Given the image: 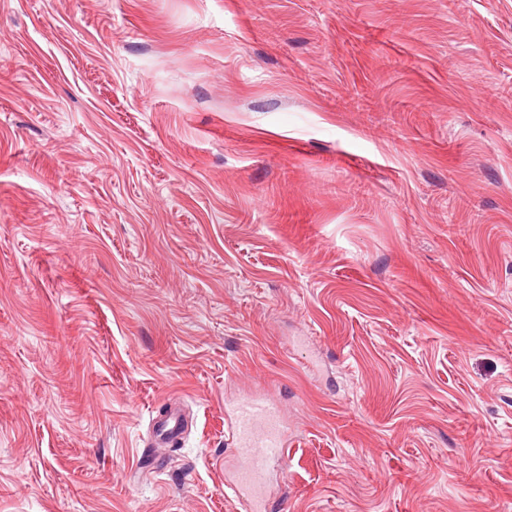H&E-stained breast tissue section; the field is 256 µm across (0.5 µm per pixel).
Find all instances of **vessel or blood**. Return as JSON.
<instances>
[{"label":"vessel or blood","mask_w":512,"mask_h":512,"mask_svg":"<svg viewBox=\"0 0 512 512\" xmlns=\"http://www.w3.org/2000/svg\"><path fill=\"white\" fill-rule=\"evenodd\" d=\"M234 453L241 468L231 485L235 496L246 503L249 512H271L262 497V482L268 469L286 461L287 437L282 433L277 403L267 397L241 400L230 412ZM154 447L177 445L185 432L184 416L170 406L151 419Z\"/></svg>","instance_id":"obj_1"}]
</instances>
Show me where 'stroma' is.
<instances>
[{"mask_svg":"<svg viewBox=\"0 0 512 512\" xmlns=\"http://www.w3.org/2000/svg\"><path fill=\"white\" fill-rule=\"evenodd\" d=\"M252 394L280 512H512V0H0V512H247ZM229 416L233 449L241 464L237 480L229 487L248 511H272L273 505L262 497L261 483L273 464L286 461L288 439L281 432L278 405L267 397H250L238 402ZM151 426L154 447H173L180 442L185 432L184 415L179 408L170 405L152 416Z\"/></svg>","mask_w":512,"mask_h":512,"instance_id":"1","label":"stroma"}]
</instances>
